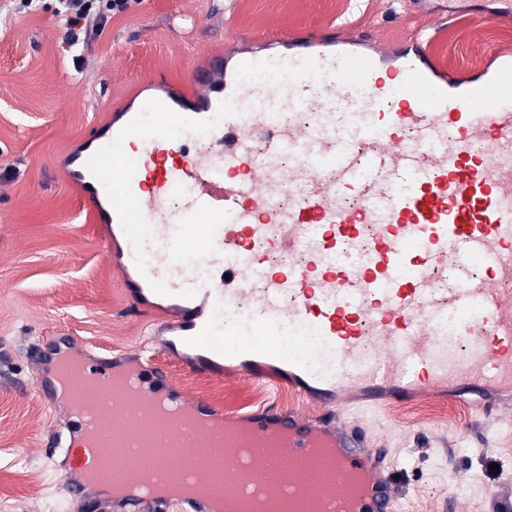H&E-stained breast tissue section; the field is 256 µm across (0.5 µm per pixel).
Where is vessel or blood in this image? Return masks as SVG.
<instances>
[{"label": "vessel or blood", "instance_id": "1", "mask_svg": "<svg viewBox=\"0 0 512 512\" xmlns=\"http://www.w3.org/2000/svg\"><path fill=\"white\" fill-rule=\"evenodd\" d=\"M371 37H272L271 54L238 58L231 78L193 72L179 107L152 98L91 132L76 158L86 213L121 258L127 299L150 297L168 309L150 347L128 358L135 385L177 402L162 357L195 377L267 383L300 405L232 412L256 442L270 429L286 436V446L260 457L231 443L206 475L195 447L177 463L154 459L153 480L175 474L205 485L187 496H111L96 469V418L72 415L54 444L79 473L65 484L74 512H99L104 497L114 512H215L225 494L286 496L296 490L295 467L322 470L311 452L321 435L338 448L331 512H340L347 476L359 470L370 486L354 512H396L394 464L386 449H368L373 428L341 392L378 406L443 394L469 404L479 421L512 420V164L472 150L477 140L512 146V65L475 72L461 87L439 76L432 34H408L396 51L375 55L362 48ZM317 78L356 91L366 121L353 124L333 101L309 98ZM247 103L256 111L248 126L239 119ZM274 107L314 119L284 126L270 117ZM200 138L211 150L190 151L188 141ZM287 154L297 161L284 170ZM281 179L298 190L293 204L280 201ZM345 195L358 210L341 206ZM201 235L198 273L189 248ZM451 254L458 265L442 288L432 273ZM476 259L485 263L478 279ZM283 335L287 346L269 348ZM69 352L65 336L38 349L47 372L36 393L63 400L58 367ZM113 371L97 355L82 357L83 376L105 383ZM268 470L275 479L267 484Z\"/></svg>", "mask_w": 512, "mask_h": 512}]
</instances>
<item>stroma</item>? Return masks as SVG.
Wrapping results in <instances>:
<instances>
[{
	"label": "stroma",
	"mask_w": 512,
	"mask_h": 512,
	"mask_svg": "<svg viewBox=\"0 0 512 512\" xmlns=\"http://www.w3.org/2000/svg\"><path fill=\"white\" fill-rule=\"evenodd\" d=\"M497 0H137L72 58L65 20L53 11L15 13L0 0V512H71L62 497L65 457L53 448L70 410L38 396L34 337L72 336L90 353L129 354L148 340L152 311L130 307L121 278L86 222L66 155L144 88L176 94L190 66L213 55L258 50L275 33L345 26L361 19L378 43L400 44L449 11L433 52L450 78L512 58V26L484 15ZM234 27L242 39L225 38ZM185 401L209 396L247 410L267 406L270 386L198 379L171 367ZM285 405L293 396L279 397ZM452 423L417 421L403 407L371 423L401 472L404 512H512L496 497L512 474V429L476 423L455 404Z\"/></svg>",
	"instance_id": "stroma-1"
}]
</instances>
